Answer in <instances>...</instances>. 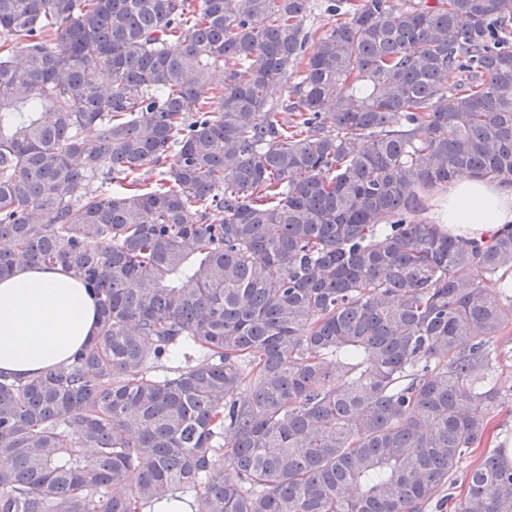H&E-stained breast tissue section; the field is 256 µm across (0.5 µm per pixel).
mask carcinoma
Here are the masks:
<instances>
[{
	"label": "carcinoma",
	"mask_w": 512,
	"mask_h": 512,
	"mask_svg": "<svg viewBox=\"0 0 512 512\" xmlns=\"http://www.w3.org/2000/svg\"><path fill=\"white\" fill-rule=\"evenodd\" d=\"M326 10L0 0V279L99 307L0 376V512H512L507 449L467 462L512 402V224L416 219L512 177V0ZM495 347L501 352V356L497 359L496 374L506 386H512V325L499 337ZM508 356H511V358H508ZM509 376L511 382L508 381Z\"/></svg>",
	"instance_id": "cac0c4a2"
}]
</instances>
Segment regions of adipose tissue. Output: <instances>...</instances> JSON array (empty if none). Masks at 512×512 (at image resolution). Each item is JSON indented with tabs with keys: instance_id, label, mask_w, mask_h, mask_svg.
Listing matches in <instances>:
<instances>
[{
	"instance_id": "adipose-tissue-1",
	"label": "adipose tissue",
	"mask_w": 512,
	"mask_h": 512,
	"mask_svg": "<svg viewBox=\"0 0 512 512\" xmlns=\"http://www.w3.org/2000/svg\"><path fill=\"white\" fill-rule=\"evenodd\" d=\"M438 217L450 235L487 240L512 223V185L460 178ZM97 322L94 296L64 268L17 265L0 281V374L27 379L68 362Z\"/></svg>"
}]
</instances>
